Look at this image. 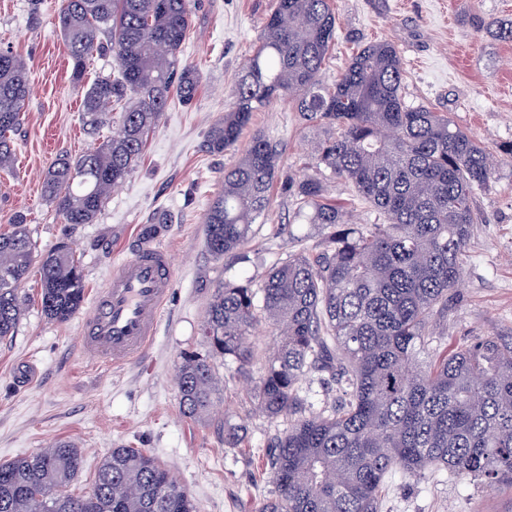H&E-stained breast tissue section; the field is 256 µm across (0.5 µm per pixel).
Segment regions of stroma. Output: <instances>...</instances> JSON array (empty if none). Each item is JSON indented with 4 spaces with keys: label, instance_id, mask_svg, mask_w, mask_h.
Listing matches in <instances>:
<instances>
[{
    "label": "stroma",
    "instance_id": "1",
    "mask_svg": "<svg viewBox=\"0 0 512 512\" xmlns=\"http://www.w3.org/2000/svg\"><path fill=\"white\" fill-rule=\"evenodd\" d=\"M276 0H186L191 27L179 59L197 67L191 104L172 98L152 129L126 181L114 189L94 223L70 226L41 194L43 175L59 155L78 158L112 136V125L88 134L82 123L83 87L59 33L61 0H0V47L20 53L29 67L30 96L14 137L15 163L0 170V232L23 215L38 250L72 242L86 289L103 284L111 264L128 257L137 240L157 229L172 258L174 286L158 332L140 360L113 368L88 361L79 349L82 318L59 324L42 312L39 275L24 285L25 314L12 338L0 341V463L37 453L57 439L77 444L83 467L71 490L88 491L101 461L115 448H141L176 475L197 512H258L275 491L268 443L287 428L253 405V380L235 364L213 358L221 397L212 415H183L177 384L181 354L208 355L201 328L226 278L260 285L271 266L296 252L316 255L323 231L292 224L295 204L284 178L311 174V148L326 129L305 122L288 98L255 114L248 136L221 153L203 148L210 126L231 103L230 91L253 53ZM338 38L322 67L334 84L342 63L366 44L393 43L406 76L407 104H431L491 151L512 143V40L494 24L512 21V0H332ZM281 151L272 205L238 253L213 258L205 243L206 213L252 135ZM475 206L483 222L468 245L463 278L438 332L449 347L493 336L512 342V164L498 167ZM291 232H282V225ZM307 414L339 398L331 374L301 379ZM240 426L241 441L224 443V425ZM380 512H512V489L484 479L462 480L442 470L414 479L400 469L386 477Z\"/></svg>",
    "mask_w": 512,
    "mask_h": 512
}]
</instances>
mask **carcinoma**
Here are the masks:
<instances>
[{
  "label": "carcinoma",
  "mask_w": 512,
  "mask_h": 512,
  "mask_svg": "<svg viewBox=\"0 0 512 512\" xmlns=\"http://www.w3.org/2000/svg\"><path fill=\"white\" fill-rule=\"evenodd\" d=\"M57 25L82 83L86 61L108 37L118 77L86 88L82 122L95 132L120 106L112 138L77 159L57 158L42 182L45 199L67 224L93 223L114 186L125 182L171 90L191 103L199 74L179 65L190 28L186 0H62ZM337 38L331 0H277L259 43L231 90L232 104L209 129L204 149L235 147L254 113L286 96L302 118L333 133L312 149L316 170L352 184L374 213L371 224L344 219L318 175L286 180L295 224L327 230L312 259L290 254L258 288L226 279L209 303L203 334L211 356L251 374L250 336L263 320L280 336L254 388L257 409L288 421L271 444L274 495L260 512H377L387 473L421 478L446 469L512 487V345L483 338L453 350L431 326L448 315V294L481 217L473 194L489 186V150L446 112L402 97L403 61L394 46L368 44L327 86L322 66ZM30 92L26 60L0 49V170L13 166V136ZM281 151L252 138L224 171V190L208 208L206 245L216 259L243 248L271 206ZM40 306L66 322L83 306L85 282L65 240L37 252L23 216L0 233V340L25 313L21 286L33 264ZM320 368L337 376L338 404L305 415L299 380ZM180 404L210 416L219 383L210 356L185 352L177 371ZM81 449L59 440L0 464V512H197L195 501L158 458L114 448L90 492H70Z\"/></svg>",
  "instance_id": "cac0c4a2"
}]
</instances>
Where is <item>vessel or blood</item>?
Instances as JSON below:
<instances>
[{"label": "vessel or blood", "mask_w": 512, "mask_h": 512, "mask_svg": "<svg viewBox=\"0 0 512 512\" xmlns=\"http://www.w3.org/2000/svg\"><path fill=\"white\" fill-rule=\"evenodd\" d=\"M168 250L142 240L131 256L114 264L82 320V351L115 367L141 357L156 334L173 287Z\"/></svg>", "instance_id": "b4317fda"}]
</instances>
